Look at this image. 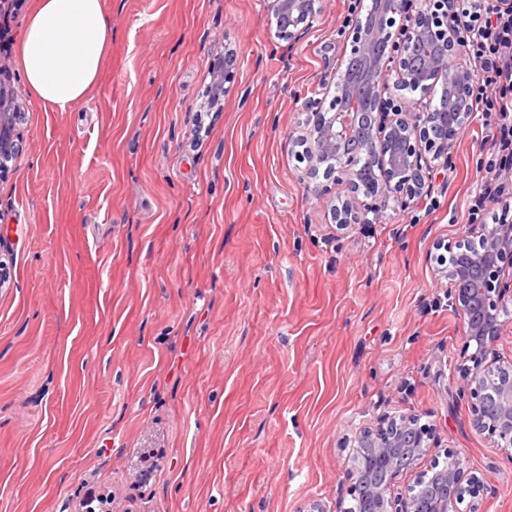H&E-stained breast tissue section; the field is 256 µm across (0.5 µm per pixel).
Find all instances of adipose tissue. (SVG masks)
I'll return each instance as SVG.
<instances>
[{"mask_svg": "<svg viewBox=\"0 0 512 512\" xmlns=\"http://www.w3.org/2000/svg\"><path fill=\"white\" fill-rule=\"evenodd\" d=\"M112 44L102 0H33L20 39V68L34 101L71 112L87 100Z\"/></svg>", "mask_w": 512, "mask_h": 512, "instance_id": "1", "label": "adipose tissue"}]
</instances>
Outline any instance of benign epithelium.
I'll list each match as a JSON object with an SVG mask.
<instances>
[{"instance_id": "7a95c632", "label": "benign epithelium", "mask_w": 512, "mask_h": 512, "mask_svg": "<svg viewBox=\"0 0 512 512\" xmlns=\"http://www.w3.org/2000/svg\"><path fill=\"white\" fill-rule=\"evenodd\" d=\"M410 0H376L374 16L354 14L348 19L350 54L349 77L336 84V95L329 106L321 99L308 102L314 113L306 141L310 174L328 178L339 173L347 178L353 193L366 198H394L399 205L422 194L428 153L446 155L471 122L472 113L460 103L475 97L479 86L471 70L456 62L460 41V21L456 0H420V7L409 14ZM322 0H274L273 16L280 40L294 42L313 27L322 15ZM409 15L408 23L396 25V16ZM426 44L437 52L426 60V77L415 73L414 47ZM450 86L446 113L434 112V88L438 82ZM412 84L419 99L416 110L401 100L384 97L395 87ZM22 93L0 73V156L15 147L14 131L20 115ZM369 124L365 141L371 157L372 177L364 181L355 155L342 149L358 119ZM444 122V136L428 138L430 120ZM503 215L496 224H472L467 235L435 244V275L448 283V303L462 323L461 354L469 365L459 368L463 381L460 398L466 400L471 426L490 438L494 447L512 455V358L496 349L502 335L506 311L512 303V279L505 281L503 263L512 265V206L502 204ZM372 218H367V214ZM336 229L353 224L380 222V207L364 210L345 200L333 205ZM433 425L405 414L384 413L371 426L355 432L351 464L346 469L352 498H363L374 512H457L465 496H475L479 479L464 478L462 459L452 467L431 472L426 498L414 485L405 496L394 493L397 477L432 447ZM382 470V480L367 484L361 465Z\"/></svg>"}]
</instances>
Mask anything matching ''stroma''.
<instances>
[{"label":"stroma","mask_w":512,"mask_h":512,"mask_svg":"<svg viewBox=\"0 0 512 512\" xmlns=\"http://www.w3.org/2000/svg\"><path fill=\"white\" fill-rule=\"evenodd\" d=\"M369 4L323 0L290 44L270 0H103L86 104L24 100L0 178V512H336L350 441L385 412L434 426L396 492L457 452L483 512H512V457L457 398L461 325L433 272L500 158L498 114L474 113L380 223L337 231L344 177L307 189L305 104Z\"/></svg>","instance_id":"stroma-1"}]
</instances>
